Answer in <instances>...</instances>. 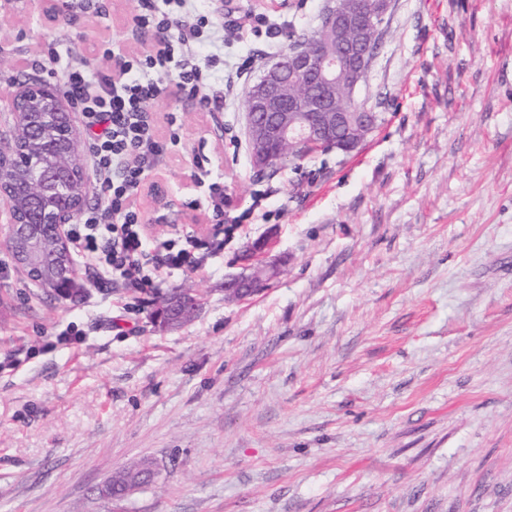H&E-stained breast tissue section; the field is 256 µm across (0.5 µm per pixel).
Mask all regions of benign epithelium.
I'll return each mask as SVG.
<instances>
[{
  "mask_svg": "<svg viewBox=\"0 0 512 512\" xmlns=\"http://www.w3.org/2000/svg\"><path fill=\"white\" fill-rule=\"evenodd\" d=\"M390 5L391 0H363L361 9L352 15L338 14L330 9L322 17L321 28L333 35L350 29L376 28L383 23ZM376 50L377 46L362 36L342 40L331 51L307 43L288 49L269 65L245 99V129L253 168L266 172L280 167V145L284 142H325L331 149L346 154L356 150L364 138L355 136V124H361L366 135L372 132L374 125L364 115L357 123L344 114L334 115V87L337 79H345L351 93H356ZM301 80L306 87L304 93L285 95L288 83ZM6 109L12 115V130L19 129L26 122V116L35 114L43 127L65 142L66 150L57 162V170L65 171L73 166L83 168L77 152L80 131L74 124L68 101L55 85L38 80L21 84L11 94ZM17 151L14 138L0 141V202L5 205V210L0 212V222L6 225L5 244L11 248L21 239L32 242L30 256L17 260V268L41 287L55 289L60 278L58 270L44 271L39 276L34 274V269L39 266L37 255L40 252L36 242L43 239V235L34 229V225L19 221L17 210L20 191L31 196L32 186L42 184L47 177L42 171L44 152L36 147L25 152L27 180L21 188L9 177ZM87 188L86 182L62 186L61 200L41 215L40 223L47 226L56 252L66 260L71 255L66 225L80 212ZM277 274L278 266L272 262L255 266L249 273L227 282L224 293L237 298L255 295ZM196 309L197 303L186 301L179 312L170 311L160 317L161 326L185 321Z\"/></svg>",
  "mask_w": 512,
  "mask_h": 512,
  "instance_id": "1",
  "label": "benign epithelium"
}]
</instances>
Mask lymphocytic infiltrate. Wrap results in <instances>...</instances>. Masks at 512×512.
Wrapping results in <instances>:
<instances>
[{"instance_id":"lymphocytic-infiltrate-1","label":"lymphocytic infiltrate","mask_w":512,"mask_h":512,"mask_svg":"<svg viewBox=\"0 0 512 512\" xmlns=\"http://www.w3.org/2000/svg\"><path fill=\"white\" fill-rule=\"evenodd\" d=\"M194 2L136 0L135 29L154 28L164 35L156 52L127 56L102 43L92 51L106 61L104 70L92 73L66 65L56 71L62 94L92 134L87 160L104 200L68 226V239L80 269L102 290L157 288L170 274L202 271L208 255L224 246L221 183L205 186L215 222L207 236L149 234L136 207L146 178L179 144L177 134L163 137L157 131L150 105L166 89L152 78V71L175 68L176 93L201 94L215 111L224 109L223 97L210 93L217 58L201 57L196 50L210 20L197 13Z\"/></svg>"}]
</instances>
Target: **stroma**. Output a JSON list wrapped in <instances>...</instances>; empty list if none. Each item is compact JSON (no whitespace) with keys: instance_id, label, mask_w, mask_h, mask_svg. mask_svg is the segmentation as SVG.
Wrapping results in <instances>:
<instances>
[{"instance_id":"35a3bbf8","label":"stroma","mask_w":512,"mask_h":512,"mask_svg":"<svg viewBox=\"0 0 512 512\" xmlns=\"http://www.w3.org/2000/svg\"><path fill=\"white\" fill-rule=\"evenodd\" d=\"M333 0H198L224 20L215 89L265 37L259 13L313 31ZM20 0L0 17V98L46 61L101 67L94 42L129 56L134 0L102 13ZM211 113L198 96L153 103L176 155L138 207L151 232L206 234L194 183L220 182L249 212L201 274L155 291L63 299L0 279V512H512V0H391L355 101L378 115L352 153L316 152L275 173L250 162L245 97ZM280 275L230 301L241 257ZM191 289L195 318L159 327L162 296ZM148 460L125 501L101 489Z\"/></svg>"}]
</instances>
